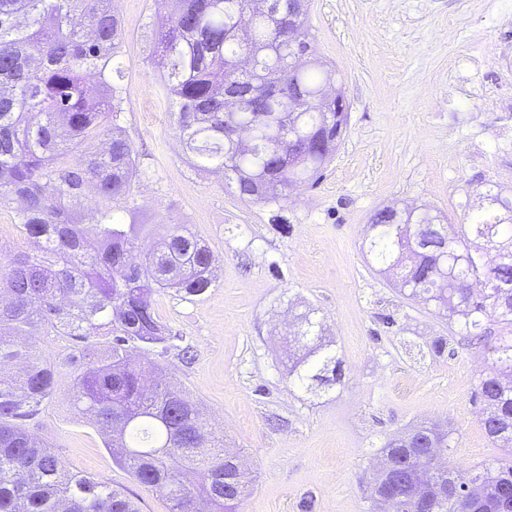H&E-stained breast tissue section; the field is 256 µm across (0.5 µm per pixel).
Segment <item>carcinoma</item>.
Instances as JSON below:
<instances>
[{"label":"carcinoma","mask_w":512,"mask_h":512,"mask_svg":"<svg viewBox=\"0 0 512 512\" xmlns=\"http://www.w3.org/2000/svg\"><path fill=\"white\" fill-rule=\"evenodd\" d=\"M154 28L153 63L191 167L221 173L240 198L281 209L297 183L315 181L347 129L327 86L335 73L306 59L307 0H172ZM123 39L115 0H0V200L20 201L16 221L41 245L0 273V512H139L107 482L69 471L26 427L73 376V404L108 436L112 456L142 486L166 494L170 512H241L240 451L206 430L184 394L154 377L146 350L178 339L155 311V295L211 288L212 253L182 224L168 225L141 253L145 225L133 218L143 172L120 125L123 88L116 58ZM99 90L87 91L88 79ZM95 138L106 148L89 153ZM485 209L466 224L405 209L376 213L367 254L393 272L401 292L458 317L466 336L485 322L512 325V200L488 189ZM497 246L495 262L485 246ZM304 349L288 369L302 386L340 381L304 317ZM42 336L74 341L63 364L37 352ZM109 337L102 353L92 339ZM492 364L477 386L487 437L512 448V337L488 348ZM448 434L422 426L390 439L373 487L392 512H512L498 495L512 485V460L463 471L429 449Z\"/></svg>","instance_id":"1"}]
</instances>
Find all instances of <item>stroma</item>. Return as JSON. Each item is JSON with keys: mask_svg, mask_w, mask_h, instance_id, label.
<instances>
[{"mask_svg": "<svg viewBox=\"0 0 512 512\" xmlns=\"http://www.w3.org/2000/svg\"><path fill=\"white\" fill-rule=\"evenodd\" d=\"M508 6L310 0L313 53L344 84L348 127L318 184L292 189L276 223L177 150L151 60L150 28L166 7L117 0L122 125L144 171L134 190L137 220L148 227L141 247L183 224L214 258V283L202 296L188 300L172 288L156 295L160 321L182 343L148 356L199 404L210 429L242 451L253 482L243 512H367L377 453L421 425L449 432V457L463 470L493 468L512 454L491 442L479 416L486 344L469 343L457 319L403 296L363 249L383 207L439 209L462 224L478 191H512ZM478 148L482 168L470 164ZM308 312L341 363L336 385L306 388L288 378V347ZM71 388L61 370L28 429L69 470L110 483L139 512H169L160 492L113 461L104 436L74 409Z\"/></svg>", "mask_w": 512, "mask_h": 512, "instance_id": "1", "label": "stroma"}]
</instances>
